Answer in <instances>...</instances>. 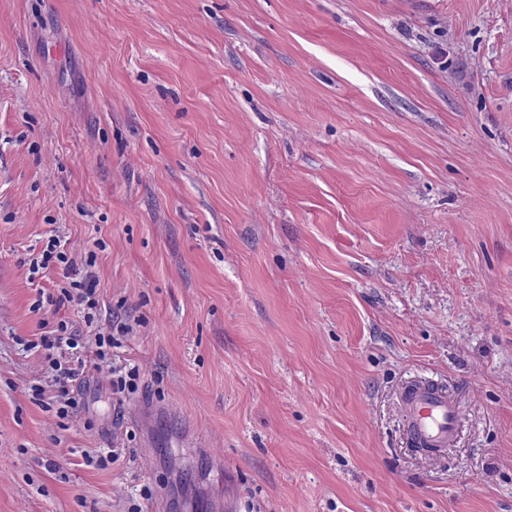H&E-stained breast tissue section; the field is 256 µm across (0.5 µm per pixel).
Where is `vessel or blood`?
I'll list each match as a JSON object with an SVG mask.
<instances>
[{
	"label": "vessel or blood",
	"instance_id": "obj_1",
	"mask_svg": "<svg viewBox=\"0 0 512 512\" xmlns=\"http://www.w3.org/2000/svg\"><path fill=\"white\" fill-rule=\"evenodd\" d=\"M407 428L414 443L423 448H447L454 444L459 430L455 402L436 385L410 387L404 395Z\"/></svg>",
	"mask_w": 512,
	"mask_h": 512
}]
</instances>
